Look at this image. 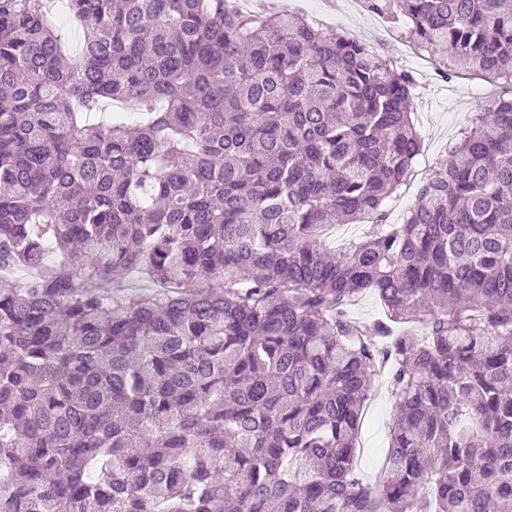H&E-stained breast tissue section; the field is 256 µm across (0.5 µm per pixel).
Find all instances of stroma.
<instances>
[{"mask_svg": "<svg viewBox=\"0 0 512 512\" xmlns=\"http://www.w3.org/2000/svg\"><path fill=\"white\" fill-rule=\"evenodd\" d=\"M278 7L374 47L398 69L413 76L416 89L412 119L422 140V151L409 184L389 203L391 223H403L415 203L418 185L446 158L449 141L469 124L474 112L482 109L483 103L476 95L493 92L492 83L470 75L442 79L427 53L407 43L395 25L366 11L361 0H278ZM394 413L395 399L387 375L375 373L359 428L356 456L357 469L367 481L378 480L383 470Z\"/></svg>", "mask_w": 512, "mask_h": 512, "instance_id": "1", "label": "stroma"}]
</instances>
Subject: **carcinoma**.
Instances as JSON below:
<instances>
[{"label": "carcinoma", "mask_w": 512, "mask_h": 512, "mask_svg": "<svg viewBox=\"0 0 512 512\" xmlns=\"http://www.w3.org/2000/svg\"><path fill=\"white\" fill-rule=\"evenodd\" d=\"M365 2L512 86V0ZM67 8L75 48L0 0V512H512V96L393 224L421 140L379 51L226 0ZM350 313L357 320L369 321L380 317L384 313V307L376 294L367 291L350 306ZM374 373L371 396L366 402L359 428L356 456L357 470L370 482L378 480L383 470L389 445L388 431L395 413V399L389 389L386 370Z\"/></svg>", "instance_id": "carcinoma-1"}]
</instances>
